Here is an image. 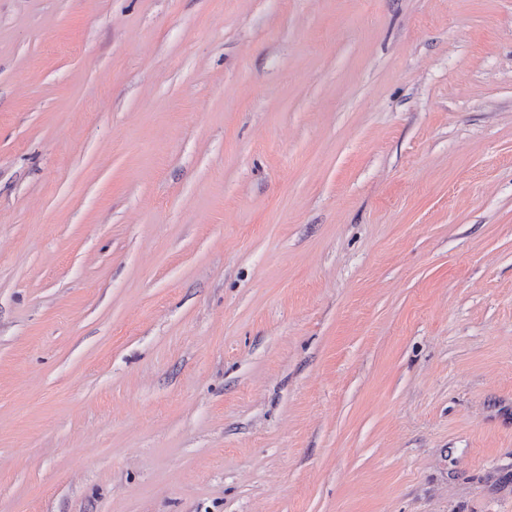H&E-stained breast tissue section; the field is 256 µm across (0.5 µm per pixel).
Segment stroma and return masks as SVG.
Masks as SVG:
<instances>
[{"label": "stroma", "instance_id": "obj_1", "mask_svg": "<svg viewBox=\"0 0 512 512\" xmlns=\"http://www.w3.org/2000/svg\"><path fill=\"white\" fill-rule=\"evenodd\" d=\"M0 512H512V0H0Z\"/></svg>", "mask_w": 512, "mask_h": 512}]
</instances>
